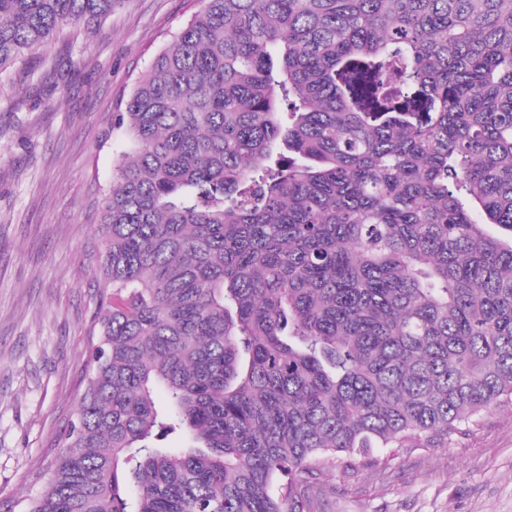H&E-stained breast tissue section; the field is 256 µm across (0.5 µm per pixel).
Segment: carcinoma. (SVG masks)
I'll list each match as a JSON object with an SVG mask.
<instances>
[{"label": "carcinoma", "instance_id": "1", "mask_svg": "<svg viewBox=\"0 0 512 512\" xmlns=\"http://www.w3.org/2000/svg\"><path fill=\"white\" fill-rule=\"evenodd\" d=\"M201 3L115 115L97 340L27 512H315L330 465L512 401V0ZM116 4L0 0V70Z\"/></svg>", "mask_w": 512, "mask_h": 512}]
</instances>
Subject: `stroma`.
<instances>
[{
	"label": "stroma",
	"instance_id": "stroma-1",
	"mask_svg": "<svg viewBox=\"0 0 512 512\" xmlns=\"http://www.w3.org/2000/svg\"><path fill=\"white\" fill-rule=\"evenodd\" d=\"M198 0H119L0 73V512L44 489L84 389L112 118ZM383 473L329 468L317 512H512V403L449 445L381 449Z\"/></svg>",
	"mask_w": 512,
	"mask_h": 512
}]
</instances>
